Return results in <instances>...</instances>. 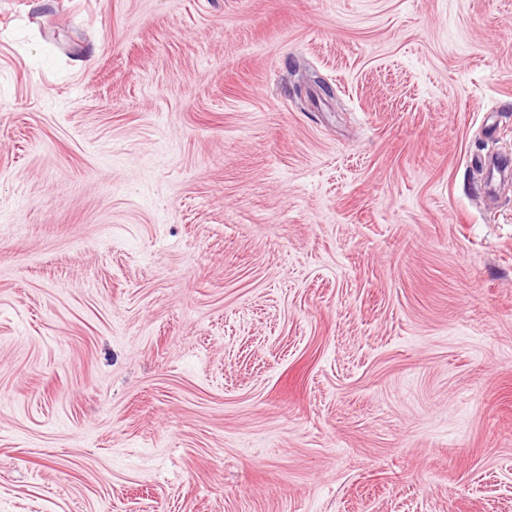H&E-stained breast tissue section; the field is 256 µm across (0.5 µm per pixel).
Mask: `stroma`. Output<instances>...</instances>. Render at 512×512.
<instances>
[{
    "instance_id": "stroma-1",
    "label": "stroma",
    "mask_w": 512,
    "mask_h": 512,
    "mask_svg": "<svg viewBox=\"0 0 512 512\" xmlns=\"http://www.w3.org/2000/svg\"><path fill=\"white\" fill-rule=\"evenodd\" d=\"M0 512H512V0H0Z\"/></svg>"
}]
</instances>
